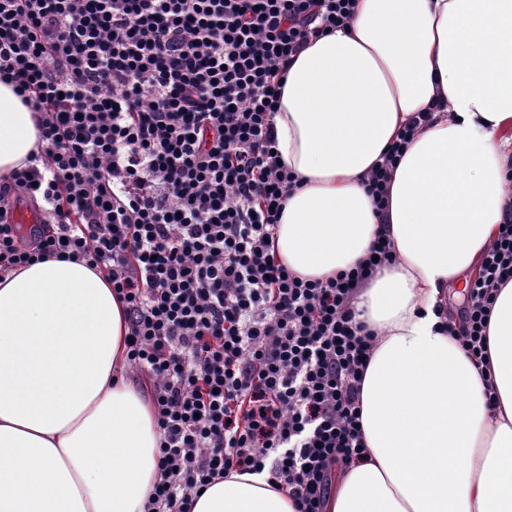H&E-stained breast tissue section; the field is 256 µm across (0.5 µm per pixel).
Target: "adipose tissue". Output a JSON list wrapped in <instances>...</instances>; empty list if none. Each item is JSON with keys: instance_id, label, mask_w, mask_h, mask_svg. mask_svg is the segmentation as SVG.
<instances>
[{"instance_id": "obj_1", "label": "adipose tissue", "mask_w": 512, "mask_h": 512, "mask_svg": "<svg viewBox=\"0 0 512 512\" xmlns=\"http://www.w3.org/2000/svg\"><path fill=\"white\" fill-rule=\"evenodd\" d=\"M386 210L364 182L418 112ZM300 185L277 228L289 270L325 279L378 234L395 256L356 291L374 335L365 457L326 512H512V281L477 364L438 316L476 278L512 202V0H357L347 29L309 39L273 117ZM33 112L0 82V178L38 149ZM125 307L108 274L56 257L0 273V512H144L164 479L150 396L127 379ZM191 512H295L253 474Z\"/></svg>"}]
</instances>
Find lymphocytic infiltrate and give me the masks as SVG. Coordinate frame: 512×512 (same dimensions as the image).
<instances>
[{
  "label": "lymphocytic infiltrate",
  "mask_w": 512,
  "mask_h": 512,
  "mask_svg": "<svg viewBox=\"0 0 512 512\" xmlns=\"http://www.w3.org/2000/svg\"><path fill=\"white\" fill-rule=\"evenodd\" d=\"M356 0H0V81L34 112L41 165L0 184V271L45 254L105 269L128 360L152 383L165 482L149 512H187L231 473L266 476L324 512L361 458L372 334L353 300L389 241L326 281L277 262L297 179L273 116L288 64L346 26ZM41 199L56 232L23 241L11 210ZM470 283L459 340L488 354L493 294L512 280V204Z\"/></svg>",
  "instance_id": "1"
}]
</instances>
